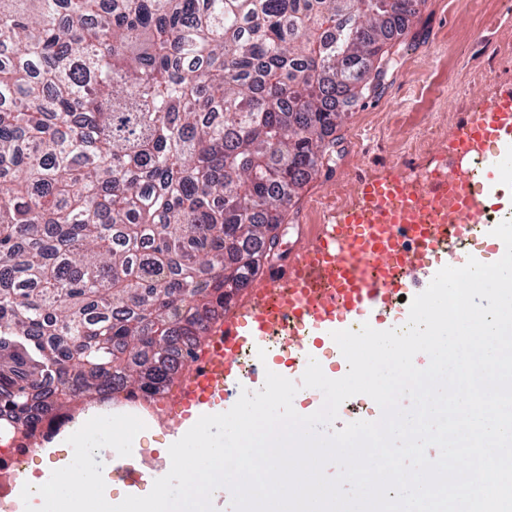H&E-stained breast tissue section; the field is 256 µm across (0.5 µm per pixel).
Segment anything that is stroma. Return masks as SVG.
I'll return each mask as SVG.
<instances>
[{
	"instance_id": "35a3bbf8",
	"label": "stroma",
	"mask_w": 512,
	"mask_h": 512,
	"mask_svg": "<svg viewBox=\"0 0 512 512\" xmlns=\"http://www.w3.org/2000/svg\"><path fill=\"white\" fill-rule=\"evenodd\" d=\"M512 89V10L504 0H427L414 46L398 59L379 99L352 112L332 175L311 183L293 217L291 237L325 223L351 197L356 177L406 163L438 165V148L413 151L436 113L449 126L472 118L478 100Z\"/></svg>"
}]
</instances>
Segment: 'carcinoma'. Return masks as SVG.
<instances>
[{
  "mask_svg": "<svg viewBox=\"0 0 512 512\" xmlns=\"http://www.w3.org/2000/svg\"><path fill=\"white\" fill-rule=\"evenodd\" d=\"M426 0H0V442L160 395Z\"/></svg>",
  "mask_w": 512,
  "mask_h": 512,
  "instance_id": "cac0c4a2",
  "label": "carcinoma"
}]
</instances>
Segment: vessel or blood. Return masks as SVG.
<instances>
[{
    "label": "vessel or blood",
    "instance_id": "1",
    "mask_svg": "<svg viewBox=\"0 0 512 512\" xmlns=\"http://www.w3.org/2000/svg\"><path fill=\"white\" fill-rule=\"evenodd\" d=\"M439 167L417 176L404 169L355 180L358 202L312 234L297 237L285 262L249 291L248 302L214 325L209 344L184 380L174 406L182 419L198 420L229 406L227 390L263 386L269 366L262 349L275 324L287 323L288 379L303 376L304 363L334 347L333 332L370 324L388 330L398 315L396 295L412 299L445 266L459 267L460 242L480 235L503 250L486 210L512 214V91L497 94L473 119L452 130ZM256 351L252 374L239 355Z\"/></svg>",
    "mask_w": 512,
    "mask_h": 512
}]
</instances>
